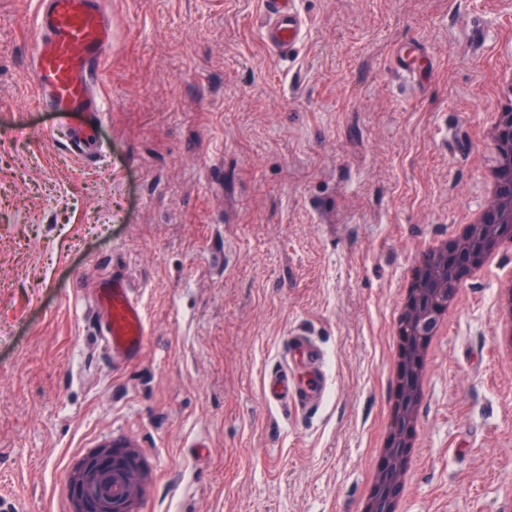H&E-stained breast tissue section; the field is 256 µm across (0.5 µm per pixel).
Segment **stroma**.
I'll return each mask as SVG.
<instances>
[{
	"mask_svg": "<svg viewBox=\"0 0 512 512\" xmlns=\"http://www.w3.org/2000/svg\"><path fill=\"white\" fill-rule=\"evenodd\" d=\"M122 34L105 150L73 160L25 78L34 0H0V502L68 512L71 463L127 435L143 512H359L390 421L397 295L414 248L484 207L512 0H299L292 58L261 0H105ZM419 40L423 87L389 67ZM131 280L150 336L113 361L76 289ZM495 276L467 282L433 356L405 512L512 495V366ZM327 350L317 414L260 388L291 327Z\"/></svg>",
	"mask_w": 512,
	"mask_h": 512,
	"instance_id": "1",
	"label": "stroma"
}]
</instances>
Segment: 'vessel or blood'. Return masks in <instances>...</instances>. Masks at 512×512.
I'll return each instance as SVG.
<instances>
[{
    "label": "vessel or blood",
    "mask_w": 512,
    "mask_h": 512,
    "mask_svg": "<svg viewBox=\"0 0 512 512\" xmlns=\"http://www.w3.org/2000/svg\"><path fill=\"white\" fill-rule=\"evenodd\" d=\"M36 35L30 45L25 78L36 105L55 112L68 130L67 147L77 162L100 154L97 132L106 120L101 94L104 59L112 43L113 20L102 0H38ZM297 0H264L261 34L271 50L291 57L306 35ZM428 51L420 41L396 45L390 56L395 73L421 78ZM97 327L114 359H136L148 339L144 309L129 280L101 281L89 294ZM331 387L323 345L308 331L288 332L278 364L266 373L262 398L267 406L307 414L319 409Z\"/></svg>",
    "instance_id": "obj_1"
}]
</instances>
